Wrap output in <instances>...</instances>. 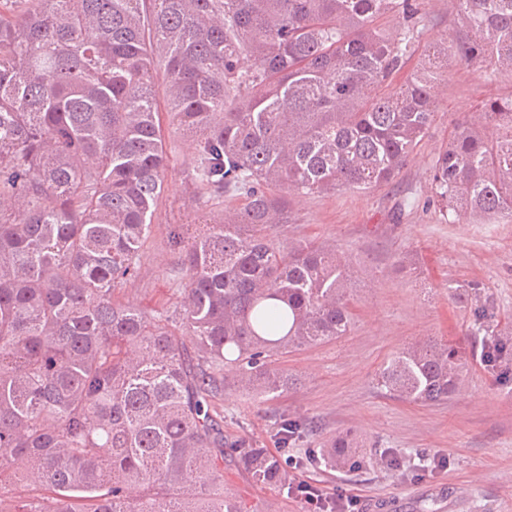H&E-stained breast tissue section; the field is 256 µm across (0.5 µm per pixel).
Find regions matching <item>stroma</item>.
<instances>
[{
	"mask_svg": "<svg viewBox=\"0 0 512 512\" xmlns=\"http://www.w3.org/2000/svg\"><path fill=\"white\" fill-rule=\"evenodd\" d=\"M422 32L395 76L402 84L428 46L466 36L456 0H418ZM512 95V79L487 81L479 69L448 54L447 81L437 93L431 126L392 181L368 190L293 197L292 224L279 240L326 242L344 253L353 271L354 324L350 332L272 358L296 383L275 398L255 399L225 384L224 494L249 512H304L287 489L253 482L237 462L250 443L272 454L288 452L300 465L295 481L359 499L364 512H512V349L496 366L475 335L471 303L454 284H476L494 312V332L512 333V217L448 223L431 203L432 165L458 120L486 101ZM170 146L167 186L144 247V275L125 296L150 311L173 301L179 286L166 245L171 224L197 229L218 222L220 205L188 187L194 144L164 126ZM445 343L465 360L462 383L448 401L419 403L382 389L377 376L401 348ZM309 422L281 449L283 419ZM349 435L354 466L328 465L323 451ZM445 458V466L433 463Z\"/></svg>",
	"mask_w": 512,
	"mask_h": 512,
	"instance_id": "35a3bbf8",
	"label": "stroma"
}]
</instances>
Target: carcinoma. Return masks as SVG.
<instances>
[{"label": "carcinoma", "mask_w": 512, "mask_h": 512, "mask_svg": "<svg viewBox=\"0 0 512 512\" xmlns=\"http://www.w3.org/2000/svg\"><path fill=\"white\" fill-rule=\"evenodd\" d=\"M457 55L512 77V0H459ZM399 20L388 34L376 25ZM417 0H0V512H248L224 498V369L263 398L268 358L351 329L335 249L282 244L289 196L390 182L427 133L448 43L385 90L418 37ZM194 138L191 185L240 196L200 236L170 224V307L121 292L142 274L169 152L156 86ZM448 223L512 215V96L460 122L433 165ZM446 344L393 354V395L437 403ZM302 424L285 419L288 447ZM238 462L290 484L263 448ZM40 485L14 494L27 473Z\"/></svg>", "instance_id": "carcinoma-1"}]
</instances>
